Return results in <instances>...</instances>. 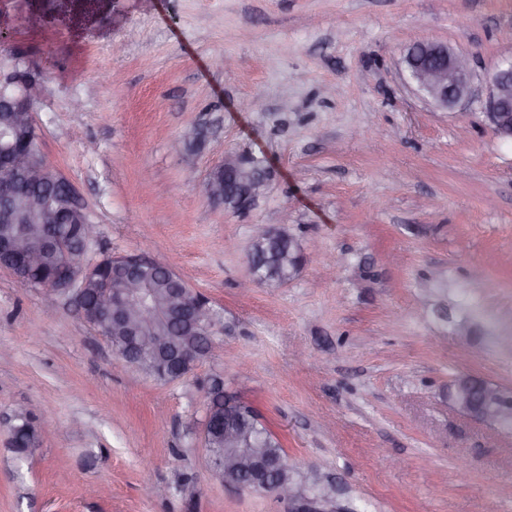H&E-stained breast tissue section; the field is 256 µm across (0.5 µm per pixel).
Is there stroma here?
Listing matches in <instances>:
<instances>
[{
    "mask_svg": "<svg viewBox=\"0 0 512 512\" xmlns=\"http://www.w3.org/2000/svg\"><path fill=\"white\" fill-rule=\"evenodd\" d=\"M421 40L470 59V101L417 90ZM509 59L512 0H0V71L32 73L41 150L94 225L83 263L146 254L215 320L207 357L160 382L0 270V512H287L211 476L215 377L349 512H512V429L448 403L462 373L512 390V140L485 115ZM194 125L201 144L173 150ZM240 153L272 179L233 212L201 184ZM256 224L287 226L305 261L244 294Z\"/></svg>",
    "mask_w": 512,
    "mask_h": 512,
    "instance_id": "stroma-1",
    "label": "stroma"
}]
</instances>
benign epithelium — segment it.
<instances>
[{
    "mask_svg": "<svg viewBox=\"0 0 512 512\" xmlns=\"http://www.w3.org/2000/svg\"><path fill=\"white\" fill-rule=\"evenodd\" d=\"M409 78L419 91L437 105L454 107L473 97V74L468 57L455 52L447 44L420 41L406 58ZM24 75H19L0 92V112L7 115L9 126L19 140L0 146V222L22 224L20 232L0 237V269L9 270L22 280L19 269L35 271L54 261L52 283L43 286L46 315L55 313L58 299L70 292L75 311L84 315L87 283L94 279L96 302L101 315L94 327L105 337L110 331L123 334L120 360L129 365L148 357H162L164 364L193 357V352L172 347L166 327L176 323L181 331L194 334L203 329L212 332L213 314L202 300L193 297L189 284L170 266L143 254H129L102 259L83 267L72 260L66 245L69 233L61 223L82 224L86 239L93 236V226L86 214L85 203L74 184H69L72 208L67 213L42 207L38 213L28 212L22 201L27 190L63 175L51 166L29 161L24 154L27 135L35 130L33 102L20 90ZM490 92L486 116L498 135L512 139V60L496 67L488 78ZM268 186L267 170L256 166L249 154L224 156L202 183L203 194L213 203L236 204L235 210L254 207ZM288 241V274L293 280L302 267L303 252L297 240L282 228L258 224L247 254L250 277L244 289L260 284L255 275V248L264 243ZM153 269L166 274L176 287L158 297L146 286L145 272ZM448 401L459 412L476 419L512 429V391L479 377L463 374L448 385ZM243 402L226 397L224 407V454H211L210 472L225 484L255 492L270 493L288 503V512H346L337 506L336 483L319 469L306 472V486L300 489L290 481L288 466L268 455L258 446H240Z\"/></svg>",
    "mask_w": 512,
    "mask_h": 512,
    "instance_id": "7a95c632",
    "label": "benign epithelium"
}]
</instances>
